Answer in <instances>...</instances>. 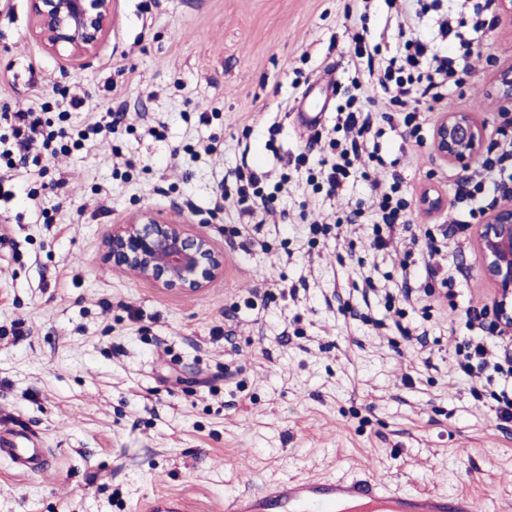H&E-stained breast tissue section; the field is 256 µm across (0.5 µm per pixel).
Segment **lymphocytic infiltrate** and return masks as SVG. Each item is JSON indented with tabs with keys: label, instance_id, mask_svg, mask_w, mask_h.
<instances>
[{
	"label": "lymphocytic infiltrate",
	"instance_id": "f902f5d3",
	"mask_svg": "<svg viewBox=\"0 0 512 512\" xmlns=\"http://www.w3.org/2000/svg\"><path fill=\"white\" fill-rule=\"evenodd\" d=\"M493 0H475L472 12L475 20L470 33H463L454 15H445L438 25V34L449 50L434 52L429 42L417 39L403 43L404 51L391 58L388 65L376 62L377 47L366 44L364 38H356L353 50L356 70L367 73L371 88L390 94L391 100L405 107L402 117L404 126H411L418 115L415 108L419 98H440L448 80L457 73L460 59L469 57L477 50L486 31L496 24L490 9ZM0 119L9 122L12 140L0 149V199L11 198L7 185L15 175L27 171L29 166L40 165L42 159L55 157L63 141L73 147H83L90 135L100 134L101 125L91 129L64 130L52 128L49 120L35 110L6 112ZM336 124L346 138L336 144L331 158L322 160L318 172L310 174V181H322L329 193H336L354 175L352 159L364 149L373 136L371 111L361 104L359 96H351L345 107L339 108ZM402 179L394 177L387 191L377 194L373 205L378 217L373 226V246L381 250L387 247L390 232L399 221L405 220L407 203L401 192ZM512 187V143L495 154L482 159L480 169L473 175L461 177L456 183L455 197L460 207L458 223H466L475 211L470 204L476 195H483L486 208H493L501 193ZM457 371L470 377L474 373L484 374L486 382L492 383L490 396L494 401L493 411L499 424L512 422V368L506 369L497 360V351L480 336L469 339L465 353L457 362Z\"/></svg>",
	"mask_w": 512,
	"mask_h": 512
}]
</instances>
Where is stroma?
<instances>
[{
	"instance_id": "obj_1",
	"label": "stroma",
	"mask_w": 512,
	"mask_h": 512,
	"mask_svg": "<svg viewBox=\"0 0 512 512\" xmlns=\"http://www.w3.org/2000/svg\"><path fill=\"white\" fill-rule=\"evenodd\" d=\"M441 12L419 0H113L92 58L68 62L32 34L30 0H0V113L66 97L80 128L107 111L123 119L106 141L16 177L0 201V419L34 433L47 469L17 475L0 457V512H134L156 494L210 512L225 496L284 478L373 476L395 490L465 492L477 512H512V424L472 394L456 352L468 308L489 311L471 229L447 233L463 169L432 145L440 113L473 112L495 139L487 90L512 65V20L498 17L479 56L444 99L422 100L419 137L390 125L397 108L375 91L366 107L383 131L361 175L338 195L314 190L288 160L319 159L343 139L336 112L353 94L355 35L395 56L398 23L433 40ZM320 113L317 128L300 115ZM266 174L274 201L216 207L241 163ZM400 174L412 221L387 250L371 246L374 183ZM435 194L444 207L425 211ZM359 223L345 218L356 203ZM140 209L185 222L223 254L204 288L184 294L113 269L105 240ZM327 234H313L315 219ZM432 231L430 262L452 275L431 310L412 304L391 324L384 291L401 286L411 235ZM380 294L362 302L365 277ZM24 335H14L16 325Z\"/></svg>"
}]
</instances>
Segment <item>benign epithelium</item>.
<instances>
[{"mask_svg":"<svg viewBox=\"0 0 512 512\" xmlns=\"http://www.w3.org/2000/svg\"><path fill=\"white\" fill-rule=\"evenodd\" d=\"M32 28L54 56L83 60L95 55L112 21V0H31ZM491 98L512 110V67L499 71ZM433 148L444 162L469 168L486 148L485 129L472 112H444L436 120ZM484 275L495 285L491 307L496 326L512 335V205L495 207L475 225ZM112 267L136 272L165 288L194 293L224 266V255L184 225L139 210L106 240Z\"/></svg>","mask_w":512,"mask_h":512,"instance_id":"benign-epithelium-1","label":"benign epithelium"}]
</instances>
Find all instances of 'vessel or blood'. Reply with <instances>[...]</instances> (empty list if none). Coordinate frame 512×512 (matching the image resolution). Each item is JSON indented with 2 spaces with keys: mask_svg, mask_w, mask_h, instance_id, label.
I'll list each match as a JSON object with an SVG mask.
<instances>
[{
  "mask_svg": "<svg viewBox=\"0 0 512 512\" xmlns=\"http://www.w3.org/2000/svg\"><path fill=\"white\" fill-rule=\"evenodd\" d=\"M0 456L23 474L46 465V452L37 437L22 430L0 433ZM137 512H193V508L182 498L159 494L143 501ZM224 512H473V502L464 493H399L371 477L290 478L256 492H239L225 500Z\"/></svg>",
  "mask_w": 512,
  "mask_h": 512,
  "instance_id": "b4317fda",
  "label": "vessel or blood"
}]
</instances>
